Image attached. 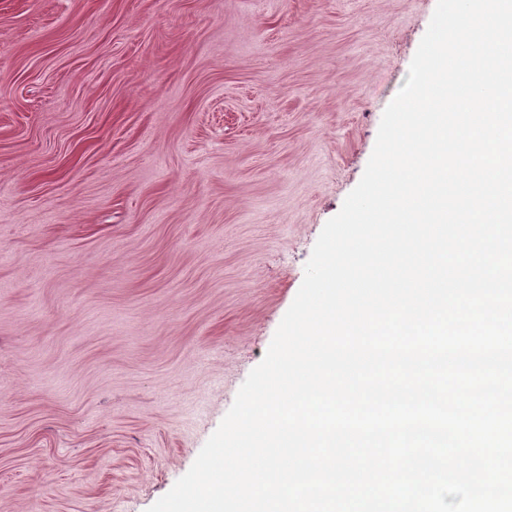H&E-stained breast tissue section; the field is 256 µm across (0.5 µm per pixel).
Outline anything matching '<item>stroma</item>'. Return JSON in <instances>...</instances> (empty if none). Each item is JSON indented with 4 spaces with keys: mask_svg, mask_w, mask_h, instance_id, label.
Segmentation results:
<instances>
[{
    "mask_svg": "<svg viewBox=\"0 0 512 512\" xmlns=\"http://www.w3.org/2000/svg\"><path fill=\"white\" fill-rule=\"evenodd\" d=\"M437 0H0V512H147L264 358Z\"/></svg>",
    "mask_w": 512,
    "mask_h": 512,
    "instance_id": "35a3bbf8",
    "label": "stroma"
}]
</instances>
